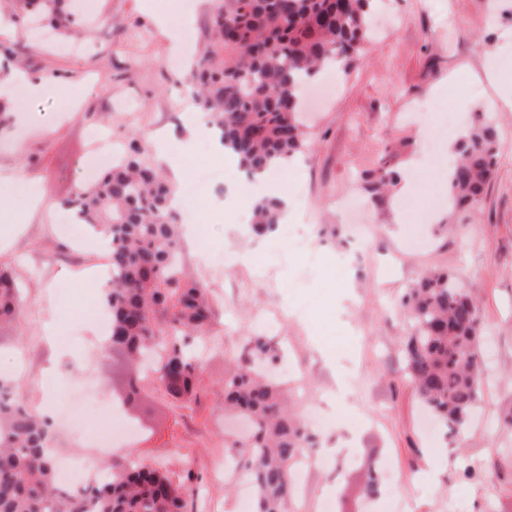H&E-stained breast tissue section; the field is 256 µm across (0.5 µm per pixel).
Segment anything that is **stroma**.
Wrapping results in <instances>:
<instances>
[{
  "mask_svg": "<svg viewBox=\"0 0 512 512\" xmlns=\"http://www.w3.org/2000/svg\"><path fill=\"white\" fill-rule=\"evenodd\" d=\"M154 2L165 25L144 0H91L75 20L77 44L64 48L51 28L30 35L12 0H0L11 18L0 35V79L20 50L28 73L60 80L39 97L14 82L17 108L0 128V207L16 204L19 175L45 192L33 221L0 235V266L22 296L18 319L0 329V373L57 432L76 418L70 392L79 380L61 367L63 348L82 355L100 382L99 408L121 390L120 375L90 349L108 316L88 283L108 250L63 238L57 224L64 202L93 179L88 131L134 139L175 195L193 193V209L176 212L180 224L206 237L211 257L236 260L228 270L183 249L184 275L204 282L213 305L207 341L193 346L203 369L198 394L177 402L142 381L138 404L122 410L136 440L113 449V464L132 457L177 480L193 473L186 512H239V487L216 468L228 434L245 430L224 416V364L265 333L300 368L285 380L297 414L319 404L336 418L319 438L323 460L294 487L290 512H512V110H493L497 166L479 210L457 221L443 188L448 147L472 121L470 100L496 99L512 77V0H376L350 74L305 93L311 145L278 175L281 193L304 200L296 222L307 237L297 248L281 232L234 226L224 197L242 169L198 146L176 154L177 178L159 157V139L177 145L192 135L193 70L217 0ZM181 29L194 39L177 66L169 58ZM490 54L499 61L494 75ZM379 168L397 172L407 193L373 198L364 177ZM202 170L216 176L197 191ZM432 268L471 290L492 348L481 401L456 431L436 427L402 372L403 299ZM379 466L380 490L366 497L368 470Z\"/></svg>",
  "mask_w": 512,
  "mask_h": 512,
  "instance_id": "stroma-1",
  "label": "stroma"
}]
</instances>
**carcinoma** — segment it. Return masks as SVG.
Segmentation results:
<instances>
[{
    "label": "carcinoma",
    "mask_w": 512,
    "mask_h": 512,
    "mask_svg": "<svg viewBox=\"0 0 512 512\" xmlns=\"http://www.w3.org/2000/svg\"><path fill=\"white\" fill-rule=\"evenodd\" d=\"M18 2L34 23L68 7V0ZM370 20L371 0H220L211 18V45L197 63L194 96L243 170L264 174L306 150L302 84L331 65L349 73L361 57ZM497 141L492 119L479 115L456 142L459 160L448 178L452 213L480 207L494 175ZM393 178L387 170L376 172L369 191L384 197ZM170 195L132 141L121 162L66 202L110 241V326L103 354L126 369L120 398L127 404L140 395L134 363L149 350L157 352L153 380L172 399H192L201 380L188 339L206 334L210 296L202 282L182 277ZM279 219L280 204L256 201L255 232L274 230ZM403 306L410 325L405 375L428 411L443 426L459 429L480 399L476 300L454 277L435 270L409 289ZM20 307L12 274L1 268L0 326L12 323ZM277 358L267 337L254 336L247 354L224 375V414L251 428L248 436L225 443L226 455L252 483L256 512H289L291 472L314 441L288 409V390L253 369ZM16 389L13 378L0 375V512H184L190 485L137 462L104 482L59 486L50 423L20 402Z\"/></svg>",
    "instance_id": "1"
}]
</instances>
